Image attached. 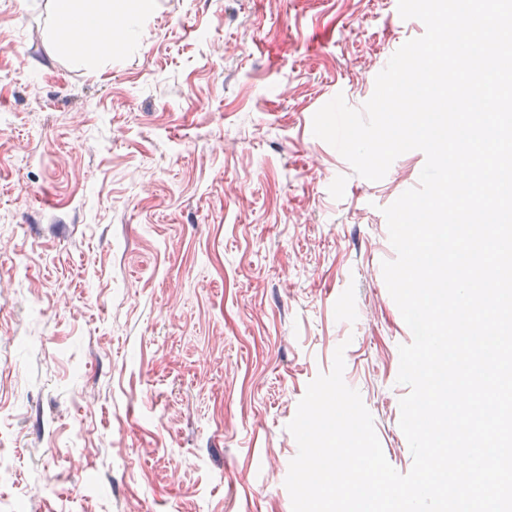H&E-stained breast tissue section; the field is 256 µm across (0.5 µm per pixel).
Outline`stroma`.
Returning <instances> with one entry per match:
<instances>
[{"label":"stroma","instance_id":"obj_1","mask_svg":"<svg viewBox=\"0 0 512 512\" xmlns=\"http://www.w3.org/2000/svg\"><path fill=\"white\" fill-rule=\"evenodd\" d=\"M398 0H154L76 65L55 0H0V512H292L287 429L344 381L407 473L413 336L378 181L314 136L364 105Z\"/></svg>","mask_w":512,"mask_h":512}]
</instances>
